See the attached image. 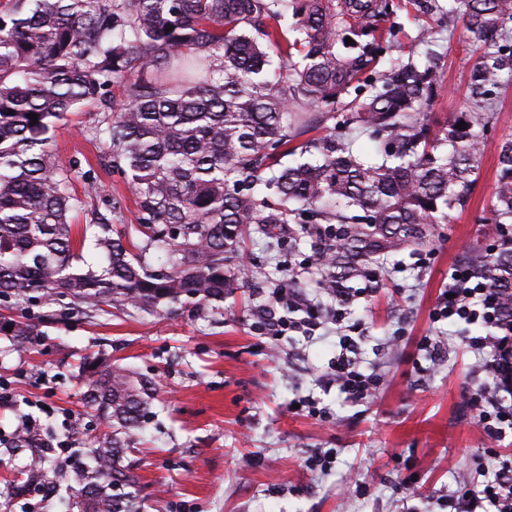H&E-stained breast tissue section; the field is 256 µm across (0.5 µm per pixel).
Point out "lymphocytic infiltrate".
<instances>
[{
	"instance_id": "1",
	"label": "lymphocytic infiltrate",
	"mask_w": 512,
	"mask_h": 512,
	"mask_svg": "<svg viewBox=\"0 0 512 512\" xmlns=\"http://www.w3.org/2000/svg\"><path fill=\"white\" fill-rule=\"evenodd\" d=\"M277 304L285 308V315L274 322L277 335L287 332L310 333L320 328L329 314L313 298L281 286L276 295ZM433 321H462L493 328L494 333L473 337L471 349L480 353L477 367L481 378L469 393L468 401L478 412V423L488 437L502 441L512 429V404L502 403L495 395L501 389L505 376H512V324L501 320L497 300L488 286L474 280L467 267L453 270L448 281V292L440 296L431 312ZM341 351L330 377L339 392L347 399L364 402L374 397L377 379L362 372L353 356L356 349L351 336L339 338ZM451 512H512V460L503 462L482 490H474L469 483H459L448 497Z\"/></svg>"
}]
</instances>
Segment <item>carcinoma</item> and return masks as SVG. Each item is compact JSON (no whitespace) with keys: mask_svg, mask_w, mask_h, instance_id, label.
Listing matches in <instances>:
<instances>
[{"mask_svg":"<svg viewBox=\"0 0 512 512\" xmlns=\"http://www.w3.org/2000/svg\"><path fill=\"white\" fill-rule=\"evenodd\" d=\"M391 8L392 0H343L339 9L336 0H8L0 9V296H68L91 311L122 302L152 314L222 302L242 279L232 259L249 224L319 225L318 287L329 295L365 275L374 257L424 245L471 193L480 137L512 77V0L436 6L438 27L451 35L464 26L482 54L469 71L473 106L435 124L425 113L441 88L436 51L421 62L410 50L379 81L365 77L392 35L378 27ZM114 85L126 96L117 106L107 100ZM98 104L105 111L91 134L135 194L148 241L133 252L112 237V213L91 209L102 264L83 270L71 224L82 201L49 132ZM330 120L325 134L294 144ZM461 121L467 129L456 128ZM354 127L376 143L379 161L354 153ZM487 214L500 243L470 269L508 321L512 139L499 146ZM151 248L164 269H150ZM9 325L0 322V333L20 343L38 335L30 324ZM86 373L84 399L112 432L70 475L42 462L12 493L38 485L54 496L66 479L68 507L119 512L112 488L136 482L120 448L146 427L154 387L105 358Z\"/></svg>","mask_w":512,"mask_h":512,"instance_id":"cac0c4a2","label":"carcinoma"}]
</instances>
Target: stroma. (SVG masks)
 I'll use <instances>...</instances> for the list:
<instances>
[{"label": "stroma", "mask_w": 512, "mask_h": 512, "mask_svg": "<svg viewBox=\"0 0 512 512\" xmlns=\"http://www.w3.org/2000/svg\"><path fill=\"white\" fill-rule=\"evenodd\" d=\"M394 53L419 48L435 27L415 0H394ZM441 89L429 117L443 121L470 105L466 78L477 54L464 29L440 33ZM101 110L88 107L58 122L51 141L58 160L74 167L72 190L89 208L122 207L135 223V197L123 174L109 166L105 147L89 133ZM512 139V84L502 88L480 144L478 178L466 206L450 211L432 242L385 257L373 297L346 307L348 323L365 324L356 358L380 380L365 402L345 400L328 384L341 348L335 325L310 334L272 339L256 324L275 309L273 293L291 282L324 307L336 301L316 288L320 265L312 225L284 224L273 237L247 229L238 265L248 273L223 302L187 304L147 314L109 304L93 316L69 299L19 303L0 297V318L37 325L36 342L17 345L0 335V380L16 396L0 400V512H67L58 500L33 492L12 497L34 449L18 445L14 431L30 403L49 408L41 431L55 440L70 420L77 448H89L108 427L83 399L85 365L95 357L129 369L155 385L152 418L124 450L123 462L139 481L136 512H442L440 496L458 482L480 487L479 469L496 470L512 445L494 442L480 428L466 399L477 378L474 353L464 338L488 328L432 322L430 313L454 267L475 248L492 244L494 225L483 209L494 189L498 145ZM443 342L439 354L420 350L422 337ZM312 400L317 414L293 410ZM333 450L329 474L310 470L307 458ZM367 487H343L345 476ZM415 478L417 494L399 483Z\"/></svg>", "instance_id": "obj_1"}]
</instances>
